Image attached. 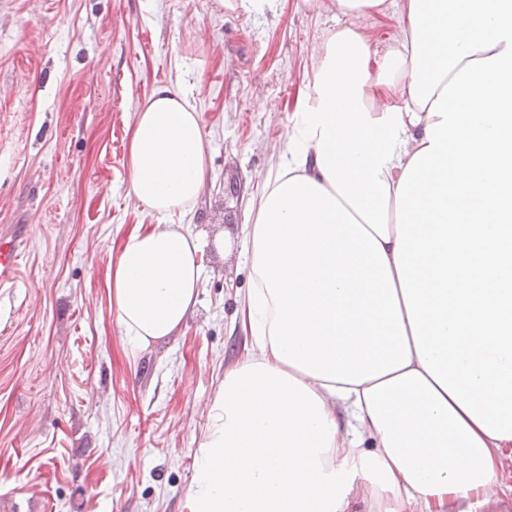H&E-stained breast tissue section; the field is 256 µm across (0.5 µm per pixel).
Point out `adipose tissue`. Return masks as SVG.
Here are the masks:
<instances>
[{
  "label": "adipose tissue",
  "mask_w": 512,
  "mask_h": 512,
  "mask_svg": "<svg viewBox=\"0 0 512 512\" xmlns=\"http://www.w3.org/2000/svg\"><path fill=\"white\" fill-rule=\"evenodd\" d=\"M398 9L385 52L328 35L287 165L245 225L253 352L224 374L188 512H460L503 491L512 447V0H334ZM381 66H374L376 56ZM209 146L186 92L137 105L132 198L161 224L109 279L139 346L195 306L192 211Z\"/></svg>",
  "instance_id": "adipose-tissue-1"
}]
</instances>
